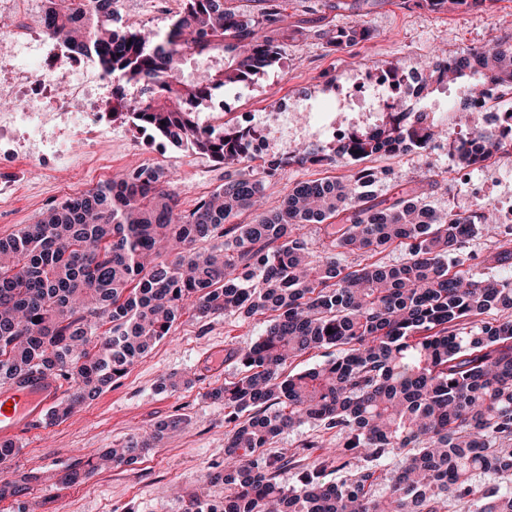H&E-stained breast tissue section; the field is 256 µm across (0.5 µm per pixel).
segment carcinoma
<instances>
[{
  "label": "carcinoma",
  "mask_w": 512,
  "mask_h": 512,
  "mask_svg": "<svg viewBox=\"0 0 512 512\" xmlns=\"http://www.w3.org/2000/svg\"><path fill=\"white\" fill-rule=\"evenodd\" d=\"M118 0H52L43 25L66 48L94 54L112 79V117L125 118L233 169L224 185L189 212L179 209L172 179L148 163L45 211L35 224L0 239V383L43 370L70 380L53 411L63 419L121 378L169 332L187 305L206 318H267L263 336L227 358L240 377L209 391L224 403V465L207 478L224 485L217 504L192 512H512V276L486 277L460 257L471 239L501 236L487 203L471 215L436 209L420 198L374 202L380 171L359 163L378 154L427 151L445 141L461 169L478 164L494 134L468 99L449 124L426 111L382 113L329 146L308 144L264 160L269 176L291 164L350 167L343 178L297 184L266 205L252 175L249 133L201 130L197 114L224 87L245 84L278 62L265 34L286 22L276 0H185L164 35L122 25ZM433 12L474 9L487 0H414ZM362 23L328 35L341 48L366 40ZM212 66L185 76L189 59ZM425 95L450 81L482 95L489 85L512 93V35L473 47L448 64L442 50L421 66ZM137 84L144 94L126 97ZM246 224L236 219L246 213ZM323 226L314 253L304 229ZM220 245L201 254L195 243ZM406 258H370L390 249ZM367 263L341 264L340 254ZM491 265L512 266V244ZM332 333H327V329ZM335 359L293 375L282 367L314 349ZM311 422L336 430L341 451L303 469L296 483L279 475L285 452L267 454L285 430ZM173 415L147 437L109 448L63 480L146 456L182 428ZM400 464L389 493L376 492L380 467ZM336 473L339 479L331 480Z\"/></svg>",
  "instance_id": "1"
}]
</instances>
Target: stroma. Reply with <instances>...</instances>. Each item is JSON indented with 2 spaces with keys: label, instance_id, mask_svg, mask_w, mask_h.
Wrapping results in <instances>:
<instances>
[{
  "label": "stroma",
  "instance_id": "1",
  "mask_svg": "<svg viewBox=\"0 0 512 512\" xmlns=\"http://www.w3.org/2000/svg\"><path fill=\"white\" fill-rule=\"evenodd\" d=\"M288 28L275 32L278 63L246 85L218 90L216 99L231 98L230 109L210 107L198 115L209 126L255 124L266 127L269 151L283 154L308 143L327 144L333 124L363 128L370 120L347 98L351 85L372 72L395 65L417 72L436 47L457 56L464 50L512 34V0H489L487 7L456 12H431L412 0H280ZM122 21L165 34L183 9V0H119ZM0 14L13 20L7 52L0 56V88H25V73L41 31L32 6L0 0ZM362 23L374 32L370 40L343 48L331 47L327 32ZM101 100L96 115L73 127L57 102L41 98L48 115L40 134L17 120L0 138V238L36 223L46 209L94 188L118 171L141 162H156L172 174L182 209L224 183V167L207 157L177 149L163 139L112 119V84L98 78L90 88ZM368 166L385 170L386 178L371 191L376 200L390 199L413 188L428 168L438 169L435 187L424 188L427 203L471 213L477 201L472 189L486 181L482 169L455 171L447 146L434 152L411 151L398 156L376 155ZM343 165L289 166L263 176L268 205L274 206L298 183L346 174ZM264 331L257 319H227L215 314L199 319L184 309L168 336L138 359L112 387L68 418L32 430L14 444L15 453L0 462V478L27 479L25 494L0 500V512H187L192 497L218 501L224 488L210 485L206 475L224 460V405L209 391L237 377L236 363L210 367L219 347L246 349ZM188 377L176 390L159 388L166 375ZM187 423L169 434L151 453L130 465H115L90 474L76 484L65 483V469L76 461L96 458L103 449L151 431L168 416ZM315 448L302 450L306 441ZM339 440L332 431L307 423L282 433L273 451L295 452L296 467L282 471V483L297 480L300 468L333 454Z\"/></svg>",
  "mask_w": 512,
  "mask_h": 512
}]
</instances>
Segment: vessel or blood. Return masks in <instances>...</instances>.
Here are the masks:
<instances>
[{"instance_id":"vessel-or-blood-1","label":"vessel or blood","mask_w":512,"mask_h":512,"mask_svg":"<svg viewBox=\"0 0 512 512\" xmlns=\"http://www.w3.org/2000/svg\"><path fill=\"white\" fill-rule=\"evenodd\" d=\"M62 387L49 374L35 371L0 386V442L43 426L59 403Z\"/></svg>"}]
</instances>
